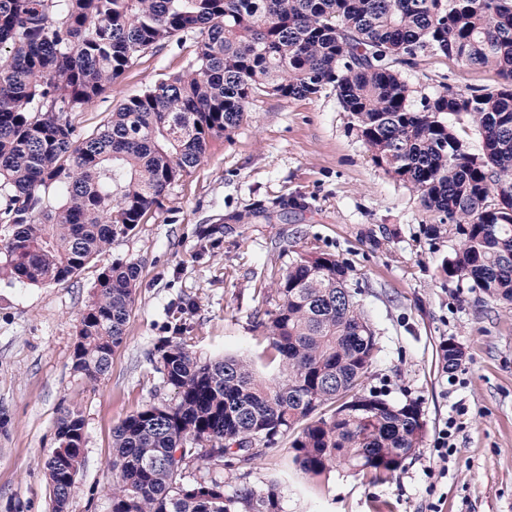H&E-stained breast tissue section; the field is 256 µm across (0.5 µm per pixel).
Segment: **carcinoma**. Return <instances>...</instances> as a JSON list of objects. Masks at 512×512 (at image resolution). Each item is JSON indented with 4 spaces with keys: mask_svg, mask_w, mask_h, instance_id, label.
<instances>
[{
    "mask_svg": "<svg viewBox=\"0 0 512 512\" xmlns=\"http://www.w3.org/2000/svg\"><path fill=\"white\" fill-rule=\"evenodd\" d=\"M196 36L180 74L122 102L96 130L71 121L112 90L142 53ZM432 48L493 68L495 89H449L416 105L398 66ZM330 87L373 165L416 192L452 242L451 282L512 304V0H0V280L65 283L161 208L199 165L209 139L231 137L258 96L307 98ZM476 128L480 149L448 125ZM139 267L102 269L80 313L72 369L96 384L124 340ZM350 267L311 247L288 262L275 309L260 320L282 375L228 356L202 361L184 336L160 347L171 404H149L112 431V512H282L271 485L232 494L198 462L250 464L284 436L305 473L345 466L373 481L423 441L418 404L365 387L377 351ZM465 352L441 345L443 369ZM368 401L372 410L355 404ZM66 407L43 468L52 512H68L84 445Z\"/></svg>",
    "mask_w": 512,
    "mask_h": 512,
    "instance_id": "cac0c4a2",
    "label": "carcinoma"
}]
</instances>
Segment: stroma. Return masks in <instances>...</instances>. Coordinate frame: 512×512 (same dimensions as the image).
<instances>
[{
  "label": "stroma",
  "mask_w": 512,
  "mask_h": 512,
  "mask_svg": "<svg viewBox=\"0 0 512 512\" xmlns=\"http://www.w3.org/2000/svg\"><path fill=\"white\" fill-rule=\"evenodd\" d=\"M195 42L185 35L143 54L73 123L92 132L122 101L181 72ZM400 72L417 103L500 81L493 69L430 49ZM431 221L416 193L372 164L334 91L255 98L231 138L213 137L202 162L169 187L162 210L79 276L0 282V512H52L43 460L66 406L85 420L69 512H111L112 429L173 399L158 348L175 327L186 328L200 359L241 356L263 379L278 378L256 315L274 309L283 269L310 246L350 265L378 339L367 384L391 403L419 405L423 443L377 483L342 466L309 478L286 437L250 465H213L210 474L228 491L276 485L283 512H512V305L448 282L440 264L450 244L426 238ZM215 224L223 233L211 234ZM116 260L138 262L139 286L124 342L92 386L72 370L78 318ZM448 340L466 353L451 373L438 356ZM446 429L453 450L443 460L435 447Z\"/></svg>",
  "instance_id": "1"
}]
</instances>
